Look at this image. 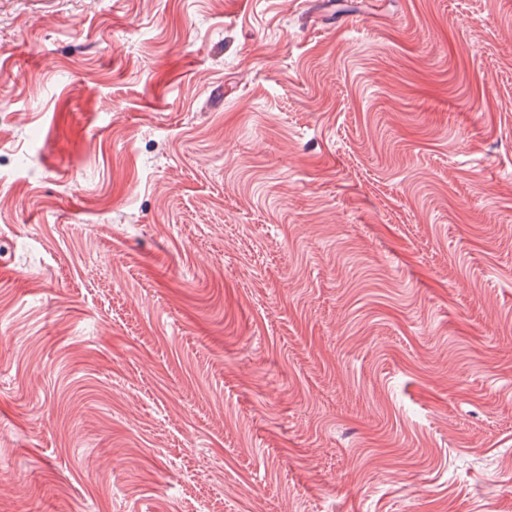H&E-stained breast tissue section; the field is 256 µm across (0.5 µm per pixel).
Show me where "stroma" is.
Returning a JSON list of instances; mask_svg holds the SVG:
<instances>
[{
    "label": "stroma",
    "instance_id": "35a3bbf8",
    "mask_svg": "<svg viewBox=\"0 0 512 512\" xmlns=\"http://www.w3.org/2000/svg\"><path fill=\"white\" fill-rule=\"evenodd\" d=\"M512 0H0V512H512Z\"/></svg>",
    "mask_w": 512,
    "mask_h": 512
}]
</instances>
